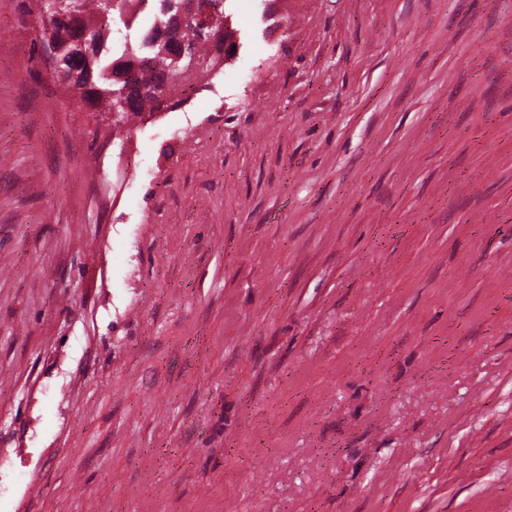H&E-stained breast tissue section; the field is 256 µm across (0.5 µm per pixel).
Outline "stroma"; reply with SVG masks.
<instances>
[{"mask_svg":"<svg viewBox=\"0 0 512 512\" xmlns=\"http://www.w3.org/2000/svg\"><path fill=\"white\" fill-rule=\"evenodd\" d=\"M125 142L0 0L5 512H512V0H232ZM231 0H209V6L213 15L224 16V26L220 23L216 24L210 17L205 2L196 0L190 2L191 16L193 20V32L197 38L215 39L222 35L224 30V40L213 42L210 40H194L192 41V53L198 61L212 58L218 54L224 56V65L235 58L239 44L236 43L231 30L230 14L226 13V4ZM216 26V29L213 27ZM236 31V30H234Z\"/></svg>","mask_w":512,"mask_h":512,"instance_id":"1","label":"stroma"}]
</instances>
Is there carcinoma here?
I'll list each match as a JSON object with an SVG mask.
<instances>
[{"label":"carcinoma","mask_w":512,"mask_h":512,"mask_svg":"<svg viewBox=\"0 0 512 512\" xmlns=\"http://www.w3.org/2000/svg\"><path fill=\"white\" fill-rule=\"evenodd\" d=\"M187 0H148L145 13L153 20L141 27L132 25L134 16L125 8L124 0H73L79 17H49L41 19L43 37L73 39L86 33L93 42L90 61L62 57L61 68L76 70L85 76L76 98L97 109L105 99L127 96L129 111L121 124L112 128L117 136L127 127L128 117L164 112L175 107L172 99L163 95L161 83L179 78L189 63L169 55L158 41L161 29L175 21ZM229 0H209L212 14L224 17V40L192 41V53L199 61L218 54L228 62L235 58L239 44L231 30Z\"/></svg>","instance_id":"carcinoma-1"}]
</instances>
